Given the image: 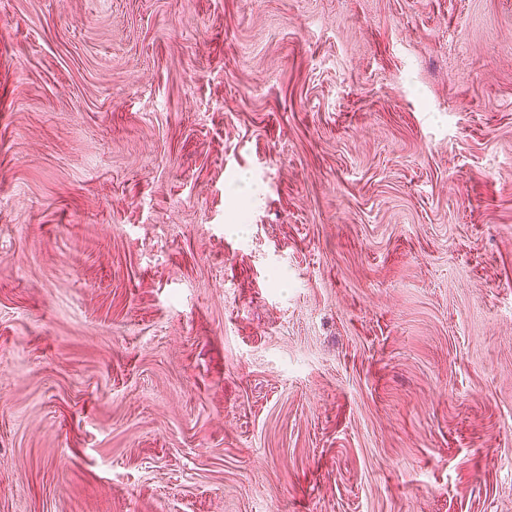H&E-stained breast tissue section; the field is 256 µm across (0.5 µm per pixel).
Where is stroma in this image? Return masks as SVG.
I'll return each instance as SVG.
<instances>
[{
	"instance_id": "35a3bbf8",
	"label": "stroma",
	"mask_w": 512,
	"mask_h": 512,
	"mask_svg": "<svg viewBox=\"0 0 512 512\" xmlns=\"http://www.w3.org/2000/svg\"><path fill=\"white\" fill-rule=\"evenodd\" d=\"M0 512H512V0H0Z\"/></svg>"
}]
</instances>
